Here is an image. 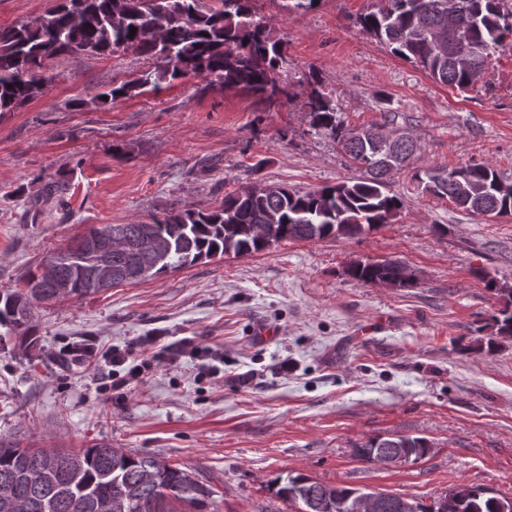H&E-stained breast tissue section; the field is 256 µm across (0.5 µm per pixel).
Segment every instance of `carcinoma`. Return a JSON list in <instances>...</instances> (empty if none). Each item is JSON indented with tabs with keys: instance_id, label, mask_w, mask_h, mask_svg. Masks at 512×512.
I'll return each instance as SVG.
<instances>
[{
	"instance_id": "obj_1",
	"label": "carcinoma",
	"mask_w": 512,
	"mask_h": 512,
	"mask_svg": "<svg viewBox=\"0 0 512 512\" xmlns=\"http://www.w3.org/2000/svg\"><path fill=\"white\" fill-rule=\"evenodd\" d=\"M253 0H56L36 21L0 29V112H10L43 93L47 61L74 51L109 55L132 49L156 59L157 67L105 93L114 101L142 93L160 80L205 76L226 89L258 96L288 95L280 85L283 45L268 37L266 23L255 19ZM363 32L398 56L419 65L435 82L465 92L476 85L472 69L486 72L490 57L512 39V0H386L385 7L359 19ZM136 28L130 33V28ZM305 112L310 126L333 139L362 176L333 186L300 192L253 181L224 194L214 210L185 205L150 222L92 224L74 242L49 256L71 288L58 293L44 273L23 277L24 286L0 290V346L29 336L35 309L59 297L82 299L100 293L87 281L95 256L82 241L108 229L126 249L112 251V285L138 273L139 283L202 260L258 253L282 241L355 238L391 223L404 208L390 193L394 172L417 150L414 139L385 141L389 121L358 131L337 117L336 105L310 84ZM424 190L472 215L512 216V180L484 163L431 169ZM165 242L145 268L134 251L153 239ZM354 280H376L409 288L396 260L347 267ZM487 287L504 300L492 316L493 351L512 340V289L491 280ZM409 460L427 457L434 448L424 436L399 442ZM40 472L29 483V474ZM276 495L295 512H342L338 504L365 493L363 488L329 485L305 474L275 480ZM214 492L189 472L142 454L107 445L78 452L20 448L0 441V512H208ZM416 512H512V498L466 483L458 484L437 505L415 500Z\"/></svg>"
}]
</instances>
